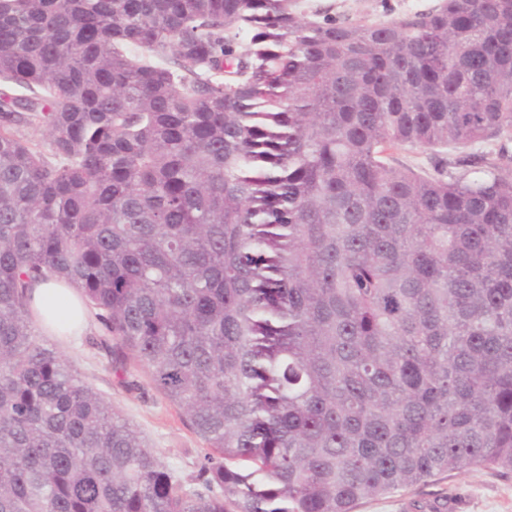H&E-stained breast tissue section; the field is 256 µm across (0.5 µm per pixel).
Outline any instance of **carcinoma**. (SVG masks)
<instances>
[{
	"label": "carcinoma",
	"mask_w": 512,
	"mask_h": 512,
	"mask_svg": "<svg viewBox=\"0 0 512 512\" xmlns=\"http://www.w3.org/2000/svg\"><path fill=\"white\" fill-rule=\"evenodd\" d=\"M2 81L0 512H353L512 471V0H0ZM52 279L210 494L37 338ZM307 13L327 11L336 17L360 23L371 19H390L424 11L437 0H298ZM436 150L424 148V147H416V148H406L397 152L394 155L395 165H405L417 172L426 175H435L434 171V162L436 160L435 157Z\"/></svg>",
	"instance_id": "cac0c4a2"
}]
</instances>
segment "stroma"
Returning <instances> with one entry per match:
<instances>
[{
  "label": "stroma",
  "instance_id": "stroma-1",
  "mask_svg": "<svg viewBox=\"0 0 512 512\" xmlns=\"http://www.w3.org/2000/svg\"><path fill=\"white\" fill-rule=\"evenodd\" d=\"M306 12H329L352 23L397 18L424 11L437 0H301ZM95 320L70 336L40 332L41 341L63 350L72 366L133 425L169 467L192 489H199L200 463L207 451L178 408L136 367L116 373L98 346ZM354 512H512V472L472 469L430 480L359 503Z\"/></svg>",
  "mask_w": 512,
  "mask_h": 512
}]
</instances>
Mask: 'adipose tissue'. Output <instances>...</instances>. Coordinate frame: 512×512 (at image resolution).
<instances>
[{
    "label": "adipose tissue",
    "instance_id": "1",
    "mask_svg": "<svg viewBox=\"0 0 512 512\" xmlns=\"http://www.w3.org/2000/svg\"><path fill=\"white\" fill-rule=\"evenodd\" d=\"M31 306L39 325L46 331L58 332L60 324L79 330L86 318V309L74 289L54 280L35 285Z\"/></svg>",
    "mask_w": 512,
    "mask_h": 512
}]
</instances>
